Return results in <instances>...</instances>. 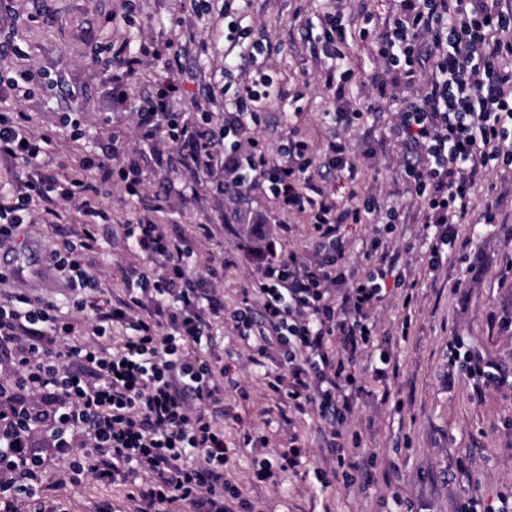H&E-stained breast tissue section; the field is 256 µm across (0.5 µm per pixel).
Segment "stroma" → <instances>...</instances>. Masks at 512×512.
<instances>
[{"instance_id":"35a3bbf8","label":"stroma","mask_w":512,"mask_h":512,"mask_svg":"<svg viewBox=\"0 0 512 512\" xmlns=\"http://www.w3.org/2000/svg\"><path fill=\"white\" fill-rule=\"evenodd\" d=\"M329 0H252L245 25L264 29L272 53L268 72L286 94L266 114L268 129H282V114L299 102L298 126L312 149H319L330 129L323 114L328 94L317 79L312 46L304 27L316 20ZM194 33L197 44L179 68L164 69L146 61L129 87L131 96L156 91L164 81L179 85L174 108L186 121L206 87L224 84V0H0V42L12 47L0 59V76L12 77L28 67L40 69L44 81L23 101L40 124L58 125L63 113L78 114L88 150L101 155L113 148L137 149L149 162L148 186L138 199L127 200L113 187L105 203L114 222L134 218L144 209L159 210L171 233L192 240L197 253L194 276L202 277L210 255L221 252L231 261L224 272V305L241 307L255 271L239 262L241 245L250 243L258 217L283 219L289 232L285 249L307 243L308 226L298 216H280L263 190L252 192L243 206L248 219L224 223V199L207 174L192 175L154 163V152L142 142L134 117L116 109L111 86L95 54L109 56L113 45L139 52L150 40L163 41L174 30ZM354 77L348 86L351 102L374 96L369 81L377 66L370 46L350 43ZM356 160L355 180L337 178L331 188L337 199L350 192L375 193L385 206L399 209L403 222L390 241L399 265L411 268L414 306L404 312L402 289L384 296L378 310L379 334L371 350L359 356L350 371L359 386L352 411L339 430L346 456L373 459L367 483H347L333 475L336 452L329 430L315 410L300 414L279 407L267 390L263 374L277 372L279 355L254 364L253 353L231 324L216 327L215 351L224 361V440L226 473L253 512H458L473 500L492 512L512 507V271L506 267L504 235L498 226L480 224L486 201L497 200L500 215L512 221V170L487 171L473 193V212L452 250L444 251L437 270L422 263L425 229L417 224L419 200L400 173L401 147L383 128L367 120L346 134ZM55 224L22 227L19 252L0 254V266L23 259L40 265L49 247L80 222L68 204L57 207ZM211 225V240L195 237V227ZM97 274L119 285L126 249L111 224L98 227ZM408 336H401L403 319ZM391 357L387 386L373 381L380 352ZM498 370L499 382L482 384L468 371L466 355ZM255 441L244 444L245 435ZM266 435L267 444L257 443ZM296 443L298 467L273 482L257 484L252 474L277 449ZM67 465L56 459L46 475L45 496L57 512H98L99 506H121L118 489L91 483L58 485Z\"/></svg>"}]
</instances>
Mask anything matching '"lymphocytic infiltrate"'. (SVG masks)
<instances>
[{"mask_svg": "<svg viewBox=\"0 0 512 512\" xmlns=\"http://www.w3.org/2000/svg\"><path fill=\"white\" fill-rule=\"evenodd\" d=\"M251 2L224 8L225 41L233 48L251 42L253 52L244 71L225 64L224 89L231 97L209 93L197 110L200 124L172 109L171 89L132 101L125 91L143 58L174 67L190 39L152 41L138 56L120 46L104 67L115 99L136 116L142 139L167 133L191 146L186 167L223 169L215 191L225 210L259 186L280 212L306 216L312 261L273 239L248 249L258 270L253 308L226 312L223 295L193 279L192 246L143 213L121 227L132 261L120 291L102 286L93 259L96 228L109 219L100 188L119 183L128 198L139 197L145 181L139 157L128 154L115 163L80 153L69 172L52 170L46 156L57 131L35 127L19 107L41 85V73L26 69L0 80V160L25 166L16 192L0 196V250L12 249L22 225L49 223L56 198L83 217L78 232L52 249L46 262L51 279L65 284V296L0 291V343L14 346L13 358L0 361V463L8 465L0 474V512H31L40 503L46 459L33 444L38 436L71 471L121 487L131 512H250L224 476V424L215 414L224 402V367L207 345L214 325L232 317L238 336L257 355L279 349L288 371L267 373L268 389L297 412L315 406L333 425L351 409V364L376 341L372 313L384 285H406L404 270L378 234L365 253L366 271L344 272L341 225L401 221L397 209H381L375 196L353 193L340 203L318 185L325 174L355 173L346 131L364 114H383L388 86L413 87L418 73L427 72L423 89L393 113L389 132L406 148L401 170L421 201L432 269L473 209L477 175L512 167V71L499 66L501 57L512 55V8L502 0H397L391 18L361 28V40L374 46L381 62L370 77L377 97L362 109L346 103L353 71L343 3L335 0L320 17L318 41L325 59L321 82L338 103L328 114L336 131L316 152L298 139L293 124L273 151L255 134L279 91L257 57L262 42L252 40L251 28L239 20ZM215 107L224 111L218 126L212 123ZM242 137L248 144L243 153L237 144Z\"/></svg>", "mask_w": 512, "mask_h": 512, "instance_id": "1", "label": "lymphocytic infiltrate"}]
</instances>
